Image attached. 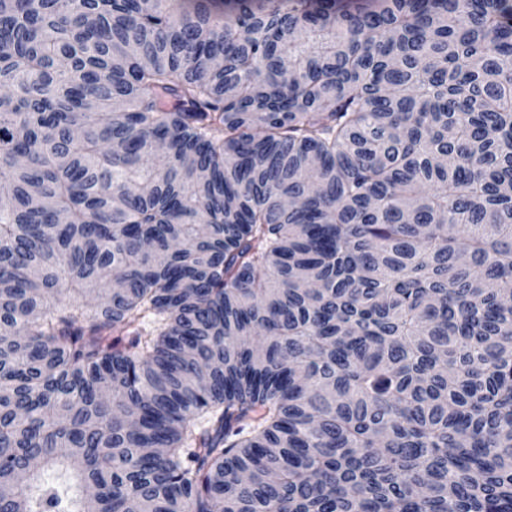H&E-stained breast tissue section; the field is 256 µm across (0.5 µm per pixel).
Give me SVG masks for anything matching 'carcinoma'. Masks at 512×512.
<instances>
[{"label": "carcinoma", "mask_w": 512, "mask_h": 512, "mask_svg": "<svg viewBox=\"0 0 512 512\" xmlns=\"http://www.w3.org/2000/svg\"><path fill=\"white\" fill-rule=\"evenodd\" d=\"M0 512H512V0H0Z\"/></svg>", "instance_id": "carcinoma-1"}]
</instances>
